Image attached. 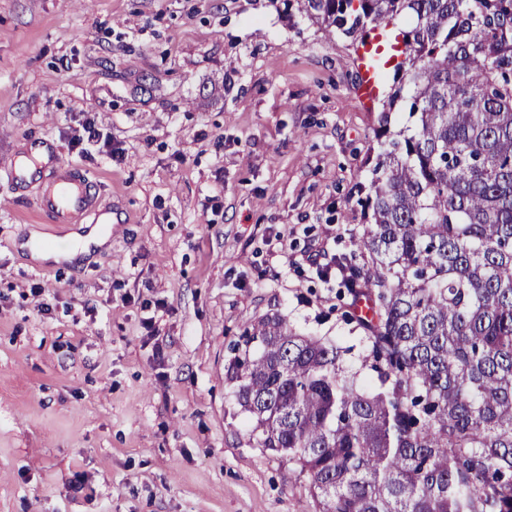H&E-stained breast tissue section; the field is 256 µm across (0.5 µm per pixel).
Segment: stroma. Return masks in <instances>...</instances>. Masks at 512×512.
<instances>
[{"label":"stroma","mask_w":512,"mask_h":512,"mask_svg":"<svg viewBox=\"0 0 512 512\" xmlns=\"http://www.w3.org/2000/svg\"><path fill=\"white\" fill-rule=\"evenodd\" d=\"M363 75L347 40L275 0H0V162L46 138L112 213L105 247L38 260L32 234L57 249L89 224L0 181V512H315L226 370L272 313L351 360L368 346L350 296L296 263L362 232L379 127ZM83 112L122 161L72 150Z\"/></svg>","instance_id":"1"}]
</instances>
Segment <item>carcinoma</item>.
<instances>
[{
    "instance_id": "obj_1",
    "label": "carcinoma",
    "mask_w": 512,
    "mask_h": 512,
    "mask_svg": "<svg viewBox=\"0 0 512 512\" xmlns=\"http://www.w3.org/2000/svg\"><path fill=\"white\" fill-rule=\"evenodd\" d=\"M283 5L353 47L399 21L405 49L359 185L362 262L336 258L371 312L351 316L361 365L266 315L232 348L234 400L316 512H512V0Z\"/></svg>"
}]
</instances>
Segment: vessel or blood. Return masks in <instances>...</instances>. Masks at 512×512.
<instances>
[{
    "instance_id": "1",
    "label": "vessel or blood",
    "mask_w": 512,
    "mask_h": 512,
    "mask_svg": "<svg viewBox=\"0 0 512 512\" xmlns=\"http://www.w3.org/2000/svg\"><path fill=\"white\" fill-rule=\"evenodd\" d=\"M0 174L18 184L47 178L49 184L40 196L39 208L51 222L68 224L97 213V182L82 166L62 161L49 141L32 142L27 161H8Z\"/></svg>"
}]
</instances>
